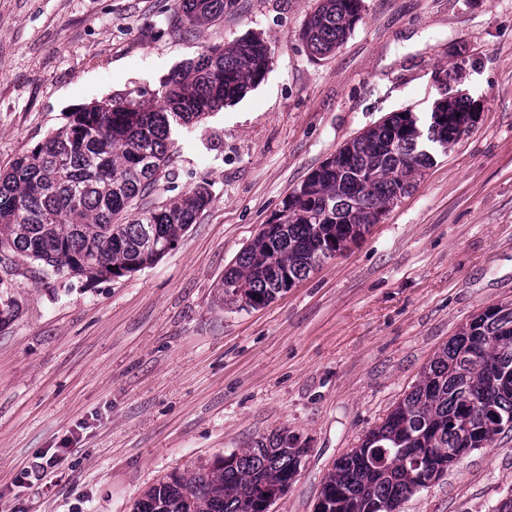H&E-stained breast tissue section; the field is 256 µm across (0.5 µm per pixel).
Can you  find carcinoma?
<instances>
[{
  "instance_id": "1",
  "label": "carcinoma",
  "mask_w": 512,
  "mask_h": 512,
  "mask_svg": "<svg viewBox=\"0 0 512 512\" xmlns=\"http://www.w3.org/2000/svg\"><path fill=\"white\" fill-rule=\"evenodd\" d=\"M234 0H179L158 35H183L224 17ZM361 0H319L302 30L315 55L339 48L360 20ZM266 42L253 36L202 51L163 83L161 95L108 98L68 114L66 124L0 174V260L38 261L55 274L110 280L155 264L210 203L207 187L146 206L158 188L172 133L259 84ZM471 101L445 98L436 140L416 137L395 112L347 142L288 194L277 220L259 231L224 271V295L258 308L364 238L382 211L409 193L469 131ZM512 304L484 311L426 366L423 379L360 445L342 455L321 498L329 512H399L423 489L421 470H448L450 453L485 448L512 426ZM306 449L287 431L232 452L189 478L174 474L134 512H267Z\"/></svg>"
}]
</instances>
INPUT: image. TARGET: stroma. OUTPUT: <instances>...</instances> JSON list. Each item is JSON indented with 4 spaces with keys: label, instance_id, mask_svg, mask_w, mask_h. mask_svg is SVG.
Segmentation results:
<instances>
[{
    "label": "stroma",
    "instance_id": "1",
    "mask_svg": "<svg viewBox=\"0 0 512 512\" xmlns=\"http://www.w3.org/2000/svg\"><path fill=\"white\" fill-rule=\"evenodd\" d=\"M317 0H236L161 36L175 0H0V170L78 106L154 94L206 48H271L264 80L173 134L166 199L212 200L156 264L94 284L0 267V512H133L144 493L279 431L305 454L272 512H315L336 460L387 418L459 329L512 303V0H363L335 51L300 32ZM468 96L471 131L358 244L266 306L224 272L282 200L395 112ZM69 443L43 481L21 476ZM512 433L471 451L400 512H493Z\"/></svg>",
    "mask_w": 512,
    "mask_h": 512
}]
</instances>
